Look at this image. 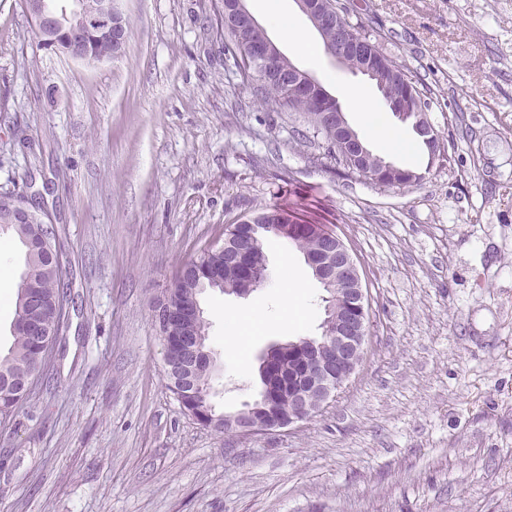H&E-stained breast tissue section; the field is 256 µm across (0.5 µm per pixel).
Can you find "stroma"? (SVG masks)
I'll return each instance as SVG.
<instances>
[{"mask_svg":"<svg viewBox=\"0 0 512 512\" xmlns=\"http://www.w3.org/2000/svg\"><path fill=\"white\" fill-rule=\"evenodd\" d=\"M409 69L445 147L395 158L419 182L383 187L312 162L300 112L263 108L229 74L224 0H119L125 53L92 64L41 42L0 0V192L55 225L70 292L60 347L0 428V512H512V0H340ZM292 62L329 92L359 81L320 52ZM278 205L352 248L370 295L365 358L335 400L283 432L241 438L184 415L166 386L152 305L245 213ZM229 347L224 311L275 317L272 283L200 298L222 372L217 411L260 390L270 344ZM23 253L0 236V350Z\"/></svg>","mask_w":512,"mask_h":512,"instance_id":"stroma-1","label":"stroma"}]
</instances>
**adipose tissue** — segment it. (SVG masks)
Returning a JSON list of instances; mask_svg holds the SVG:
<instances>
[{"instance_id": "1", "label": "adipose tissue", "mask_w": 512, "mask_h": 512, "mask_svg": "<svg viewBox=\"0 0 512 512\" xmlns=\"http://www.w3.org/2000/svg\"><path fill=\"white\" fill-rule=\"evenodd\" d=\"M342 93L349 101L359 117L360 124L366 136L387 155H404L412 153L417 147L416 141L408 139L398 131L385 126L379 116L378 106L365 86L352 84L343 88ZM279 287L283 288L286 297L280 303V315L277 321L271 322L257 311L228 310L224 313L225 320L233 324L237 337H245L256 325L271 329L273 324H291L294 317L307 315L308 306L301 301L305 285L294 274H287L279 279Z\"/></svg>"}]
</instances>
